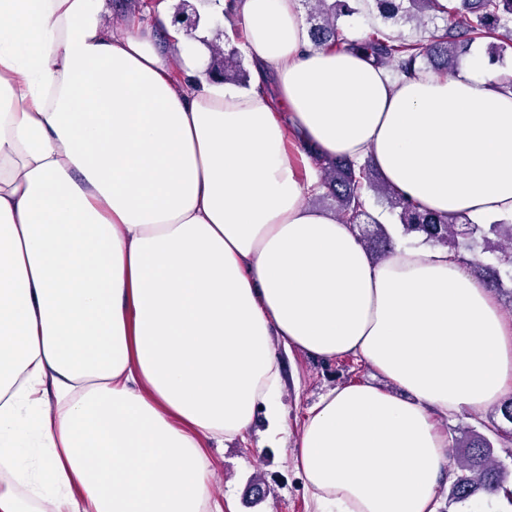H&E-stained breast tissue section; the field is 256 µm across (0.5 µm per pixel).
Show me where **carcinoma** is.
Wrapping results in <instances>:
<instances>
[{"label":"carcinoma","instance_id":"1","mask_svg":"<svg viewBox=\"0 0 512 512\" xmlns=\"http://www.w3.org/2000/svg\"><path fill=\"white\" fill-rule=\"evenodd\" d=\"M307 7L310 39L318 48L345 46L360 50L380 66L397 76L414 77L422 71L450 73L458 69L460 56L477 39L493 37L490 48L498 54L512 52V0H455L447 8L439 0H373L384 24L394 27L386 32L374 29L360 41L344 37L337 19L344 0H303ZM443 24H438V21ZM409 25L415 35L398 30ZM219 62L217 74L224 80H242L240 52L236 48L212 51ZM321 173L326 191L315 197L327 200L336 217L346 224H357L368 215L371 198L384 201L395 212L406 234L416 233L431 245L448 247L461 257L484 285L508 298L512 308V224H457L448 217L424 213L401 193L389 187L370 161L327 158L309 155ZM373 231L362 235L369 251L378 259L394 247L390 234L378 220L371 219ZM498 243L490 241V236ZM492 252L495 263H486L481 255ZM487 433L471 425L460 427V436L452 447L460 449L457 475L449 493L448 505L466 504L482 494L502 488L508 465L494 455L489 435L500 436L502 428L495 420L482 424Z\"/></svg>","mask_w":512,"mask_h":512}]
</instances>
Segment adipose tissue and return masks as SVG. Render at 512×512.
<instances>
[{
    "mask_svg": "<svg viewBox=\"0 0 512 512\" xmlns=\"http://www.w3.org/2000/svg\"><path fill=\"white\" fill-rule=\"evenodd\" d=\"M0 0V512H209L206 445L263 414L281 352L353 356L293 451L321 512H438L443 420L512 392V313L443 246L375 260L308 205L287 143L370 160L420 210L512 219V95L482 58L395 77L242 0V90L166 5Z\"/></svg>",
    "mask_w": 512,
    "mask_h": 512,
    "instance_id": "ef3b65f1",
    "label": "adipose tissue"
}]
</instances>
